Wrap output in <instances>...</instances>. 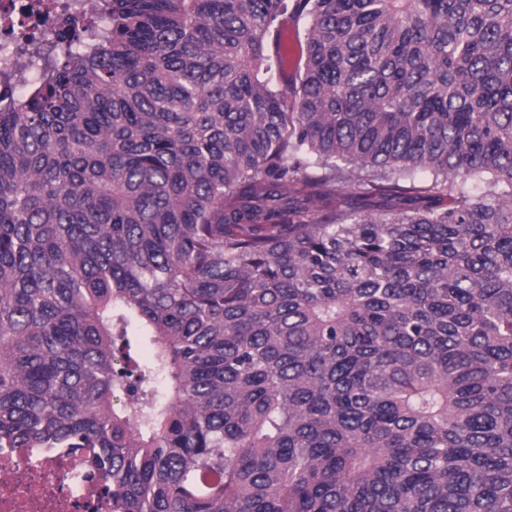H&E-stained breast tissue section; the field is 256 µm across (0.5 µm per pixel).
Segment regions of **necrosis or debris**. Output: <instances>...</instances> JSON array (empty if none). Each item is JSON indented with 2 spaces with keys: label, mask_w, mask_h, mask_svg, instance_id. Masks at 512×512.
Segmentation results:
<instances>
[{
  "label": "necrosis or debris",
  "mask_w": 512,
  "mask_h": 512,
  "mask_svg": "<svg viewBox=\"0 0 512 512\" xmlns=\"http://www.w3.org/2000/svg\"><path fill=\"white\" fill-rule=\"evenodd\" d=\"M99 0H0V95L21 97L55 58L75 20ZM0 512H112V497L79 449L0 448Z\"/></svg>",
  "instance_id": "necrosis-or-debris-1"
}]
</instances>
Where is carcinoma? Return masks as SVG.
<instances>
[{
	"label": "carcinoma",
	"instance_id": "obj_1",
	"mask_svg": "<svg viewBox=\"0 0 512 512\" xmlns=\"http://www.w3.org/2000/svg\"><path fill=\"white\" fill-rule=\"evenodd\" d=\"M100 23L0 105V448L112 512H512V0ZM284 30H288V38L291 39L292 51L288 55V67H284L280 76V82L288 80V84L293 81L298 82V67H301L305 56V36L304 24L300 21L298 24L293 19H288L284 25Z\"/></svg>",
	"mask_w": 512,
	"mask_h": 512
}]
</instances>
